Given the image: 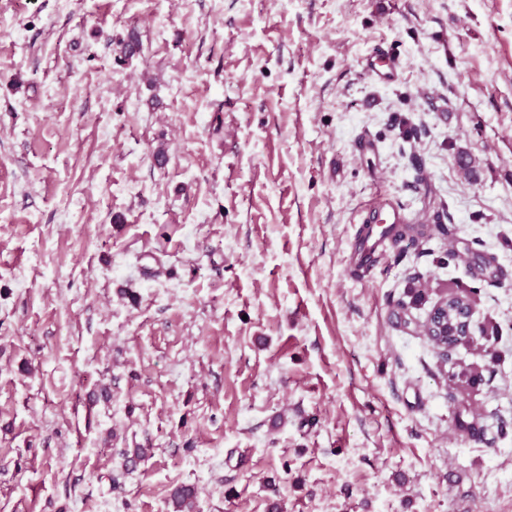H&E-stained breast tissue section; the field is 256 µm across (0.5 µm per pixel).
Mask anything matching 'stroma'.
<instances>
[{
    "label": "stroma",
    "mask_w": 512,
    "mask_h": 512,
    "mask_svg": "<svg viewBox=\"0 0 512 512\" xmlns=\"http://www.w3.org/2000/svg\"><path fill=\"white\" fill-rule=\"evenodd\" d=\"M380 196L449 232L364 276ZM466 290L444 363L421 324ZM182 483L512 512V0H0V512Z\"/></svg>",
    "instance_id": "stroma-1"
}]
</instances>
